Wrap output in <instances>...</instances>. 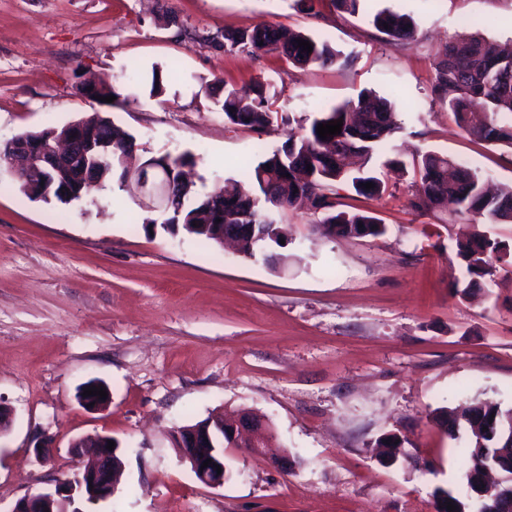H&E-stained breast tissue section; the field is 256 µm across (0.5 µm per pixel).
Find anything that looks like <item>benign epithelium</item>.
I'll return each mask as SVG.
<instances>
[{"label": "benign epithelium", "mask_w": 512, "mask_h": 512, "mask_svg": "<svg viewBox=\"0 0 512 512\" xmlns=\"http://www.w3.org/2000/svg\"><path fill=\"white\" fill-rule=\"evenodd\" d=\"M89 119L84 117L47 134L36 136L19 135L6 142L7 161L18 163L16 176L29 186L44 187L48 181L61 180L58 190L63 198L75 199L83 196L87 189L98 186L88 177L75 178L70 168L73 160L79 159L85 168L97 163L92 151L96 145L112 148L113 142H97ZM113 159L123 169V186L146 210L162 216L172 208L174 173L167 165L139 164L136 162V145L113 153ZM218 429L226 432L231 441L237 442L244 433L251 438L244 448L253 455L267 457L283 471L292 469L288 451L272 452V433L269 424L250 412H243L229 421L217 419ZM171 437L177 446L179 457L190 466L198 482L209 488L224 486L225 474H217V467L224 466V449L213 441L212 423L176 428ZM120 448L112 450L104 445L102 436H97L92 445L93 460L80 470L75 478H58L52 487L27 493L14 504L11 512H82L78 507L82 501L99 502L111 499L118 490ZM212 463L201 468L205 460Z\"/></svg>", "instance_id": "benign-epithelium-1"}]
</instances>
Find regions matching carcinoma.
I'll return each instance as SVG.
<instances>
[{"mask_svg":"<svg viewBox=\"0 0 512 512\" xmlns=\"http://www.w3.org/2000/svg\"><path fill=\"white\" fill-rule=\"evenodd\" d=\"M328 3L336 11L356 14L361 0H297L300 8L314 11L315 3ZM373 28L393 45H403L415 37L417 22L407 14L382 9L369 18ZM310 42L308 53L298 47V40ZM224 49L248 54L277 50L297 67L327 65L348 57L329 43L299 31L260 23L252 28L224 32ZM434 99L445 106L458 128L491 144H505L512 148V43L490 48L478 37L462 35L446 44L433 63ZM100 96H113L110 106H123L136 99L134 88L107 86ZM215 106L224 112L228 122L264 128L279 112L277 94L265 79L224 90L215 98ZM331 120L343 121L341 133L327 136L336 145V155L324 151V140L316 132L317 126ZM92 122L101 134L122 133L128 139L134 136L116 125L106 113H95ZM302 133L291 135L279 147L267 152L258 151V160L246 164L240 179L224 187V215L234 217L232 223L245 224L243 216L254 217L257 225L253 235L239 240L241 252L251 257L255 249L267 241L280 244L287 237L288 228L274 219L277 211L294 206L297 200H306L322 214L316 228L325 236L378 238L386 233V225L369 211L349 212L336 209L335 187L338 184L352 188L356 194L371 198L385 191L384 182L377 177L370 163L379 149L390 144L399 132L387 100L372 92H362L354 101H347L330 109H321L302 119ZM202 157L185 151L176 155L158 157L160 162L195 167ZM312 165L307 169L306 165ZM412 166L417 176L416 190L410 202L412 209L433 212L456 204L462 215L483 216L497 224H512V185L494 193L486 190L478 173L459 164L453 157L428 151L413 156ZM102 189L112 188L120 174L112 168V157L98 160ZM374 187L366 189L365 184ZM208 196H202L196 184L182 183L175 200L177 209L159 220L144 217L145 224L178 223L188 234L215 245H221L213 230L216 220L207 212ZM507 249L506 244L477 232L457 243V257L473 278L492 276L487 257ZM494 415L496 432L491 434L478 425L482 416ZM465 419L470 427L469 444L463 449L468 469L492 462L512 435V409H503L489 400H478L468 410ZM387 459L394 461L401 452V440L390 435L379 441ZM464 493L437 488L433 492L437 512H449L447 503L458 512H474L480 507L475 500L471 478H466Z\"/></svg>","mask_w":512,"mask_h":512,"instance_id":"obj_1","label":"carcinoma"}]
</instances>
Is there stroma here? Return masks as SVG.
<instances>
[{"instance_id":"stroma-1","label":"stroma","mask_w":512,"mask_h":512,"mask_svg":"<svg viewBox=\"0 0 512 512\" xmlns=\"http://www.w3.org/2000/svg\"><path fill=\"white\" fill-rule=\"evenodd\" d=\"M390 9L417 34L388 44L368 22ZM176 16L178 26L165 15ZM267 22L327 41L346 64L299 68L275 51L229 52L224 32ZM463 34L512 42V0H363L357 15L307 14L295 0H0V142L99 111L82 74L117 80L162 67L164 92L111 108L141 156L199 154L200 193L223 187L298 133L297 118L369 90L400 127L372 167L387 183L367 199L340 185L339 209L370 211L379 238L325 237L305 208L277 213L285 244L246 257L145 223L119 189L63 205L25 196L0 163V512L71 476L73 439L108 435L124 450L111 500L85 512H435L433 491H464L468 434L449 436L436 409L488 399L512 408V224L420 213L413 177L389 171L398 150L439 151L512 185V148L462 132L431 94L432 62ZM268 80L283 117L267 128L228 123L215 81ZM508 245L493 276L470 286L456 243L471 231ZM105 384L107 407L80 402ZM249 409L295 461L291 472L227 449L233 473L207 488L182 463L174 428ZM404 454L387 461L389 435ZM51 439L52 462L35 461Z\"/></svg>"}]
</instances>
